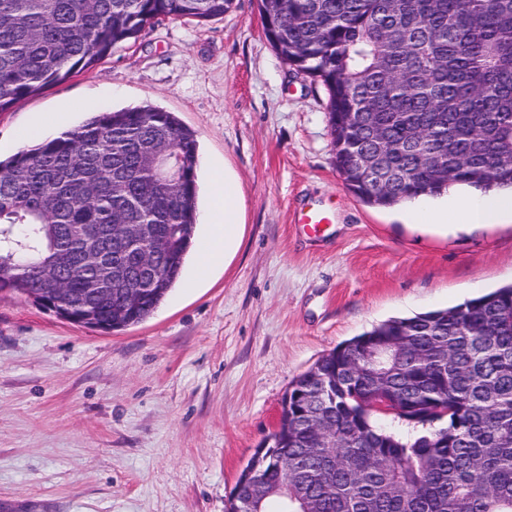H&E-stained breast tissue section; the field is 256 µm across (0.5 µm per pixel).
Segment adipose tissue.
<instances>
[{
  "mask_svg": "<svg viewBox=\"0 0 512 512\" xmlns=\"http://www.w3.org/2000/svg\"><path fill=\"white\" fill-rule=\"evenodd\" d=\"M212 208L207 217L209 230L198 249L197 279H204L212 269L222 265L226 253L235 242L238 232L235 183L221 171L211 174ZM407 220L417 226L447 228L461 220L479 227L494 224L505 217H512V193L498 192L493 196L466 187L449 190L437 196H419L404 205Z\"/></svg>",
  "mask_w": 512,
  "mask_h": 512,
  "instance_id": "obj_1",
  "label": "adipose tissue"
}]
</instances>
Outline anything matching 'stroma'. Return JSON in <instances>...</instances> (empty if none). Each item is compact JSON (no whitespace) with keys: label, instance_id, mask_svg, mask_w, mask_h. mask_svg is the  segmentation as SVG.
<instances>
[{"label":"stroma","instance_id":"1","mask_svg":"<svg viewBox=\"0 0 512 512\" xmlns=\"http://www.w3.org/2000/svg\"><path fill=\"white\" fill-rule=\"evenodd\" d=\"M325 89L266 40L257 0L165 18L0 112V156L43 115L152 106L237 185V242L144 322L105 332L0 293V512H225L291 382L393 317L512 284V221L444 234L370 206L336 168ZM333 221L307 233L304 207Z\"/></svg>","mask_w":512,"mask_h":512}]
</instances>
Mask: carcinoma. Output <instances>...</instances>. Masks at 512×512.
<instances>
[{
    "label": "carcinoma",
    "mask_w": 512,
    "mask_h": 512,
    "mask_svg": "<svg viewBox=\"0 0 512 512\" xmlns=\"http://www.w3.org/2000/svg\"><path fill=\"white\" fill-rule=\"evenodd\" d=\"M279 58L321 84L336 168L365 203L392 207L449 185L512 187V0H258ZM233 0H0V112L136 41L168 17L224 19ZM175 156L159 171L156 158ZM367 156L386 180L361 169ZM196 135L150 107L94 112L0 160V292L58 308L149 318L177 281L196 226ZM115 224L139 235L103 295L79 240ZM154 266L142 267L137 252ZM136 288L135 308L125 305ZM373 341L396 347L363 357ZM270 446L226 512H512V284L446 309L389 319L293 380ZM384 413L410 439L376 425Z\"/></svg>",
    "instance_id": "1"
}]
</instances>
